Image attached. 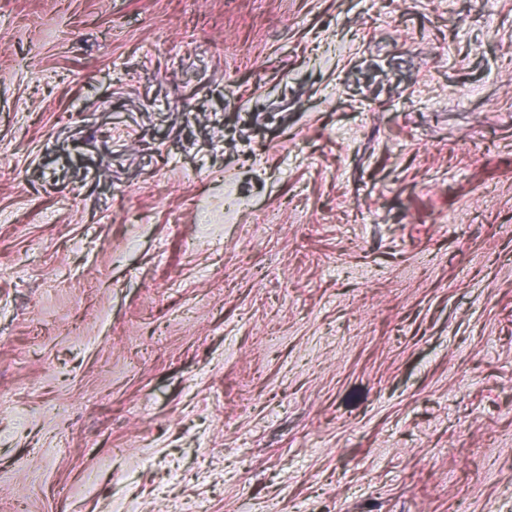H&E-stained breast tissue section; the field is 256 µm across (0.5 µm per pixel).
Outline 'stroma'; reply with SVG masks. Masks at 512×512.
<instances>
[{
  "label": "stroma",
  "instance_id": "1",
  "mask_svg": "<svg viewBox=\"0 0 512 512\" xmlns=\"http://www.w3.org/2000/svg\"><path fill=\"white\" fill-rule=\"evenodd\" d=\"M0 512H512V0H0Z\"/></svg>",
  "mask_w": 512,
  "mask_h": 512
}]
</instances>
